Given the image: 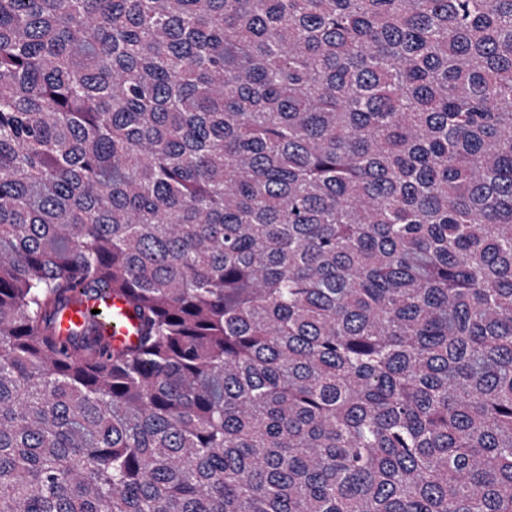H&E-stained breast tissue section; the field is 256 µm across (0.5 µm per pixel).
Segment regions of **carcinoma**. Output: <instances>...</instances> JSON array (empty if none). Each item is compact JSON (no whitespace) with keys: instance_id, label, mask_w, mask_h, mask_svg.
<instances>
[{"instance_id":"obj_1","label":"carcinoma","mask_w":512,"mask_h":512,"mask_svg":"<svg viewBox=\"0 0 512 512\" xmlns=\"http://www.w3.org/2000/svg\"><path fill=\"white\" fill-rule=\"evenodd\" d=\"M0 512H512V0H0Z\"/></svg>"}]
</instances>
